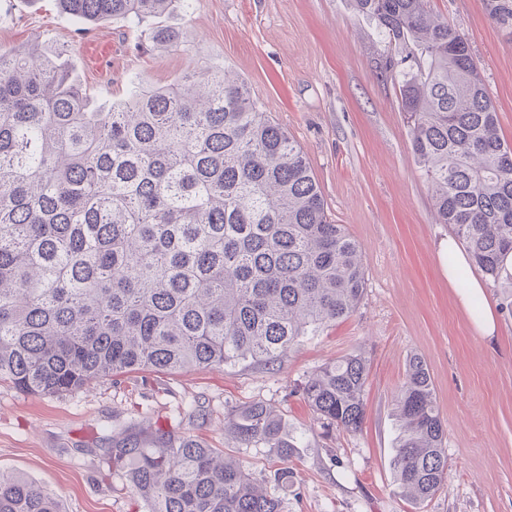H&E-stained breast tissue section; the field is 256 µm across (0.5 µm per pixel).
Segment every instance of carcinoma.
<instances>
[{
    "mask_svg": "<svg viewBox=\"0 0 512 512\" xmlns=\"http://www.w3.org/2000/svg\"><path fill=\"white\" fill-rule=\"evenodd\" d=\"M75 22L150 23L191 0H58ZM389 38L420 51L401 108L447 224L488 277L512 250V144L465 37L425 0H354ZM512 29V0H488ZM365 291L359 247L332 223L301 149L229 68L134 87L102 112L36 37L0 52V381L63 396L112 375L273 363L303 336L349 317ZM365 357L326 364L303 387L328 427L365 417ZM394 481L412 503L448 480L445 427L425 361L395 394ZM224 429L245 447L293 444L253 403ZM105 462L147 512H283L224 453L162 428L112 436ZM0 512H63L55 492L0 470Z\"/></svg>",
    "mask_w": 512,
    "mask_h": 512,
    "instance_id": "obj_1",
    "label": "carcinoma"
}]
</instances>
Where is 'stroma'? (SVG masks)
<instances>
[{
  "instance_id": "1",
  "label": "stroma",
  "mask_w": 512,
  "mask_h": 512,
  "mask_svg": "<svg viewBox=\"0 0 512 512\" xmlns=\"http://www.w3.org/2000/svg\"><path fill=\"white\" fill-rule=\"evenodd\" d=\"M430 14L467 39L512 144V31L485 0H426ZM178 46L148 27L105 22L78 35L56 0H0V48L42 36L69 59L94 105L123 101L131 84L164 86L231 67L262 111L301 146L327 212L359 244L366 291L350 317L306 336L270 365L192 367L113 377L62 397L0 384V470L57 493L65 512H146L124 476L102 462L114 434L152 425L223 450L258 480L287 467L284 512H512V279H486L496 340L472 328L448 285V236L435 223L428 179L411 147L390 63L414 67L353 0H194L160 18ZM112 49L91 70L83 47ZM369 368L361 432L327 429L302 397L307 379L350 352ZM423 358L447 428L448 483L414 505L392 475L393 395L410 356ZM263 402L280 414L294 447L240 446L224 431L234 407Z\"/></svg>"
}]
</instances>
